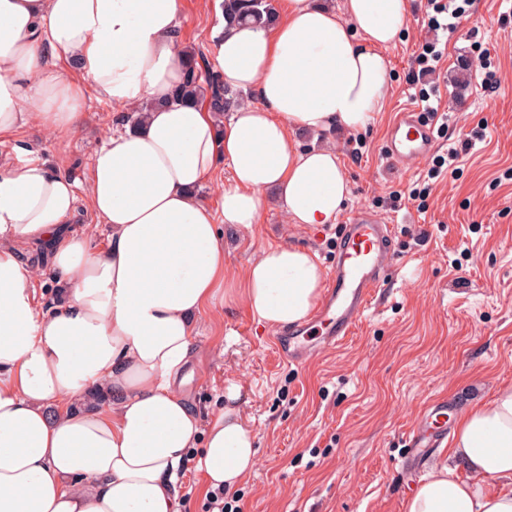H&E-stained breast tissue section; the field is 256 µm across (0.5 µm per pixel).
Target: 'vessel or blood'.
<instances>
[{
  "label": "vessel or blood",
  "instance_id": "b4317fda",
  "mask_svg": "<svg viewBox=\"0 0 512 512\" xmlns=\"http://www.w3.org/2000/svg\"><path fill=\"white\" fill-rule=\"evenodd\" d=\"M435 142L434 123L423 121L419 113L404 111L389 129L384 155L393 165L422 161L432 153ZM396 263L389 225L379 223L366 211L356 212L343 227L321 302L306 322L277 334L278 354L290 362H302L307 356L302 339L318 329L326 346L341 344L360 322ZM443 415L440 407L429 408L426 418L411 429L410 447H440L448 436Z\"/></svg>",
  "mask_w": 512,
  "mask_h": 512
}]
</instances>
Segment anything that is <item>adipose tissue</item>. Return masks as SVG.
Here are the masks:
<instances>
[{
	"mask_svg": "<svg viewBox=\"0 0 512 512\" xmlns=\"http://www.w3.org/2000/svg\"><path fill=\"white\" fill-rule=\"evenodd\" d=\"M408 11V0H278L276 24L216 27L212 67L247 94L220 126L173 99L180 0H0V139L29 124L79 134L90 89L118 115L85 188L32 159L0 168V512H181L192 450L212 488L254 470L238 391L204 419L181 391L197 323L230 283L220 228L259 223L271 194L290 223H335L349 182L330 140L381 111L383 51ZM68 63L76 77L60 74ZM297 129L327 142L301 149ZM224 163L231 181L213 207L196 191ZM82 191L112 227L104 249L63 230ZM31 241L51 242L65 289L47 313L37 270L17 258ZM230 284L260 323L283 329L311 314L322 273L311 251L278 244ZM92 392L111 404L72 409ZM405 510L512 512L511 386L458 418Z\"/></svg>",
	"mask_w": 512,
	"mask_h": 512,
	"instance_id": "ef3b65f1",
	"label": "adipose tissue"
}]
</instances>
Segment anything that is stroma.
<instances>
[{
  "label": "stroma",
  "mask_w": 512,
  "mask_h": 512,
  "mask_svg": "<svg viewBox=\"0 0 512 512\" xmlns=\"http://www.w3.org/2000/svg\"><path fill=\"white\" fill-rule=\"evenodd\" d=\"M424 5L410 0L398 42L384 51L390 86L383 110L357 134L361 156L349 154L347 135L334 138L350 188L335 223L291 224L272 204L252 228L224 231L231 278L272 244L308 249L328 271L341 224L361 209L390 224L402 260L343 344L299 364L279 357L275 329L259 324L232 294H225L222 313L201 316L192 376L182 390L203 415L223 405L228 388L240 392L257 464L224 493L238 512H405L410 476L402 464L412 454L405 439L423 406L447 399L455 418L512 385V183L499 181L512 170V0H475L452 33L430 27ZM218 11L217 0H182V49L211 58ZM427 41L446 45V54L432 75L409 85L413 56ZM484 48L499 69L492 94L480 86ZM424 89L437 90L441 109L455 118L437 153L474 129L485 136L420 207L408 195L428 161L391 165L384 145L399 112L421 110ZM86 111L75 137L28 125L0 145V164L36 156L86 182L114 120L112 106L92 92ZM395 190L403 196L396 208L389 199ZM421 227L429 238L417 246L410 234Z\"/></svg>",
  "instance_id": "1"
}]
</instances>
